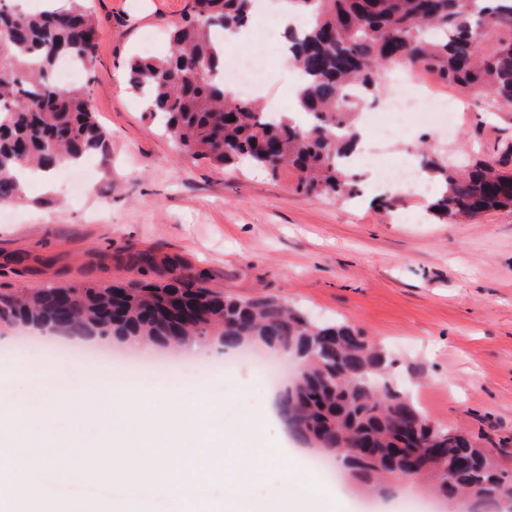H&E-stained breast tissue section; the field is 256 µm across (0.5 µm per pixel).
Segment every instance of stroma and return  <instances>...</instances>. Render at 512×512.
<instances>
[{
	"label": "stroma",
	"mask_w": 512,
	"mask_h": 512,
	"mask_svg": "<svg viewBox=\"0 0 512 512\" xmlns=\"http://www.w3.org/2000/svg\"><path fill=\"white\" fill-rule=\"evenodd\" d=\"M187 3L89 0L98 27L92 70L71 82L88 85L108 153L86 156L95 182L83 194H71L60 175L53 194L34 182L24 201L0 206V289L164 282L177 269L235 297L268 295L347 323L385 349L395 362L391 380L431 421L466 432L512 475V210L441 224L420 202L435 196L432 187L398 195L377 185L343 202L298 191L290 169L272 176L244 160L222 169L175 149L120 82L144 40L155 55L169 52L165 30ZM456 100V133L412 127L381 146L382 156L398 161L426 145L462 165L512 144V111H485L462 93ZM390 196L395 207L381 212L378 198ZM252 354L219 375L205 369L224 354L204 357L178 383L133 392L146 401L163 393L175 406L208 393L227 426L263 414L264 427L245 444L249 462L261 467L274 444L288 455L297 488L322 484L304 466L306 445L264 414L271 394L254 361L268 351ZM52 361L63 372L88 369L27 344L21 328L0 327V422L37 398ZM19 369L30 374L23 388L12 381ZM284 479L270 476L232 510L212 487L209 512H359L365 503L364 486L351 478L341 490L326 485L325 504L296 505L281 491Z\"/></svg>",
	"instance_id": "1"
}]
</instances>
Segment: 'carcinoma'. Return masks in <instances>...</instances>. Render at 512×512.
Instances as JSON below:
<instances>
[{"mask_svg":"<svg viewBox=\"0 0 512 512\" xmlns=\"http://www.w3.org/2000/svg\"><path fill=\"white\" fill-rule=\"evenodd\" d=\"M257 0H190L171 28L172 52L132 58L130 86L144 111L159 118L184 152L216 166L248 159L276 173L294 168L308 194L351 199L355 175L346 167L357 134L348 90L379 98L389 67L430 72L445 85L512 109V0H288L310 19L286 30L302 82L298 101L310 116L302 126L271 116L250 98L225 91L221 43L212 30L247 27ZM96 40L85 0H64L28 13L0 3V204L23 197L17 172H56L93 151L105 133L89 104V87L55 81L58 56L86 66ZM235 120H229V117ZM423 170L443 186L428 206L453 223L512 208V170L503 159L459 169L428 156ZM0 292V325L64 323L73 333L138 339L172 347L188 336L216 339L226 349L248 343L293 351L300 360L278 400L290 432L349 468L381 495L393 481L417 480L443 499L470 501L477 512H509L512 483L493 459L454 431L430 422L420 407L383 378L391 364L374 341L343 322L315 323L304 312L264 296L242 300L179 273L167 283L69 285ZM358 449L347 458L344 449Z\"/></svg>","mask_w":512,"mask_h":512,"instance_id":"cac0c4a2","label":"carcinoma"}]
</instances>
